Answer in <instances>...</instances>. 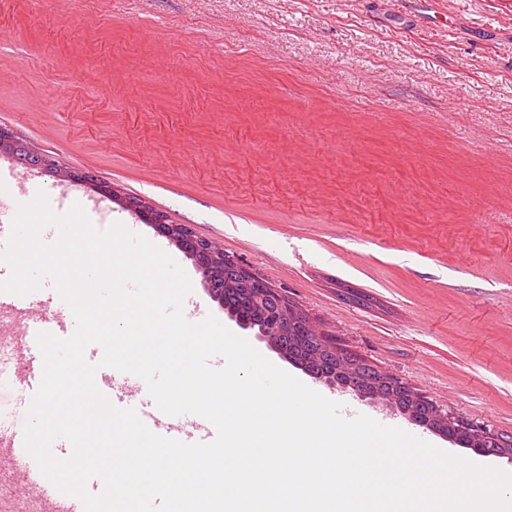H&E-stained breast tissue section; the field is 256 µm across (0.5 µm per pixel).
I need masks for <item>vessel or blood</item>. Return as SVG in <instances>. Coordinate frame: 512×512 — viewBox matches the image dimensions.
Segmentation results:
<instances>
[{
  "label": "vessel or blood",
  "instance_id": "b4317fda",
  "mask_svg": "<svg viewBox=\"0 0 512 512\" xmlns=\"http://www.w3.org/2000/svg\"><path fill=\"white\" fill-rule=\"evenodd\" d=\"M21 309L26 310L31 325L20 336L23 358L16 372L14 386L23 402L27 403L38 389L43 373V357L36 343L38 333L48 332L67 338L74 333L76 322L59 293L45 296L0 293V315ZM102 355V347L96 344L88 346L85 351L87 361L98 366L96 386L114 406L127 407L128 394L119 381L121 373L114 368L100 366ZM139 417L151 431L186 443L210 442L217 435L215 426L200 416L196 417L192 431H185L183 424L177 422L175 417L162 413L148 395L142 398ZM4 474L22 478L25 487L37 497L38 512H84L78 499L61 493L42 475L24 447L23 423L0 424V476Z\"/></svg>",
  "mask_w": 512,
  "mask_h": 512
}]
</instances>
